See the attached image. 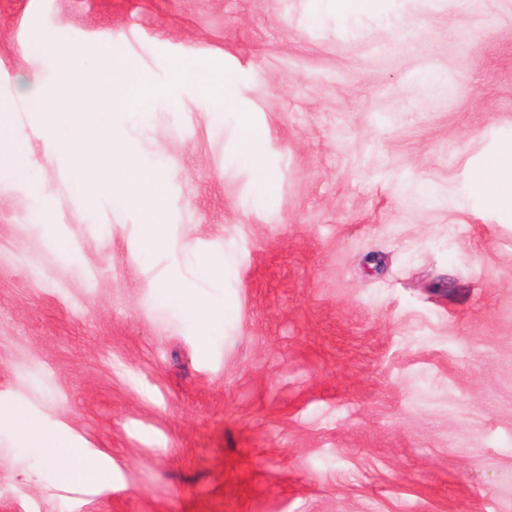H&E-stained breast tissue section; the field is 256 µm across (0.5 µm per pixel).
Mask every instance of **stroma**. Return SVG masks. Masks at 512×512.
<instances>
[{"mask_svg": "<svg viewBox=\"0 0 512 512\" xmlns=\"http://www.w3.org/2000/svg\"><path fill=\"white\" fill-rule=\"evenodd\" d=\"M386 5L384 28L327 0H0V105L35 165L0 170V407L63 443L52 469L0 429V512H512V223L464 193L512 138V0ZM59 40L150 81L102 119L162 169L169 249L117 201L68 204L23 90ZM189 56L238 108L170 96ZM198 252L230 262L199 287L224 305L205 341L156 288ZM264 134L265 132L261 128L244 122L239 139V148L244 157L250 159L254 154L257 144L263 139Z\"/></svg>", "mask_w": 512, "mask_h": 512, "instance_id": "obj_1", "label": "stroma"}]
</instances>
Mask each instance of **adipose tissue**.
<instances>
[{
  "mask_svg": "<svg viewBox=\"0 0 512 512\" xmlns=\"http://www.w3.org/2000/svg\"><path fill=\"white\" fill-rule=\"evenodd\" d=\"M466 189L468 195L483 208L494 212L507 222H512V139L502 142L477 170L471 172ZM158 291L178 293L187 311V317L201 333H208L222 310L205 294H196L177 288L166 281L158 284ZM13 430L23 447L32 449L44 463H54L59 432L51 423L33 415L26 406L11 405L0 409V425Z\"/></svg>",
  "mask_w": 512,
  "mask_h": 512,
  "instance_id": "ef3b65f1",
  "label": "adipose tissue"
}]
</instances>
